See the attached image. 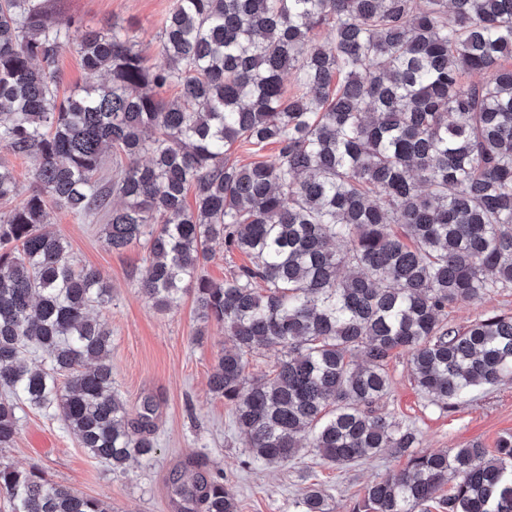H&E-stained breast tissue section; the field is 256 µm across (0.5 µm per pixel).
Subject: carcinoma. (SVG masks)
Returning a JSON list of instances; mask_svg holds the SVG:
<instances>
[{
  "label": "carcinoma",
  "instance_id": "obj_1",
  "mask_svg": "<svg viewBox=\"0 0 512 512\" xmlns=\"http://www.w3.org/2000/svg\"><path fill=\"white\" fill-rule=\"evenodd\" d=\"M69 39L44 0H0V149L36 162V189L0 215V448L24 405L59 410L114 473L154 454V405L129 420L111 332L90 315L110 287L44 230L51 201L104 214L115 251L144 245L141 290L158 309L191 290L199 318L224 327L232 348L209 385L254 460L295 459L309 431L337 466L408 457L353 512H419L450 475L448 512H512V436L491 455L418 453V432L376 411L398 350L445 407L512 384L511 316L448 325V308L512 287V0H172L164 66L121 27L88 30L78 53L107 83L61 96ZM269 144L271 160H231ZM16 190L0 164V200ZM217 243L250 260L222 283L200 274ZM269 347L282 358L249 379L247 356ZM174 494L179 512H238L220 475ZM0 498L10 512H112L2 464ZM297 507L328 512L315 483Z\"/></svg>",
  "mask_w": 512,
  "mask_h": 512
}]
</instances>
